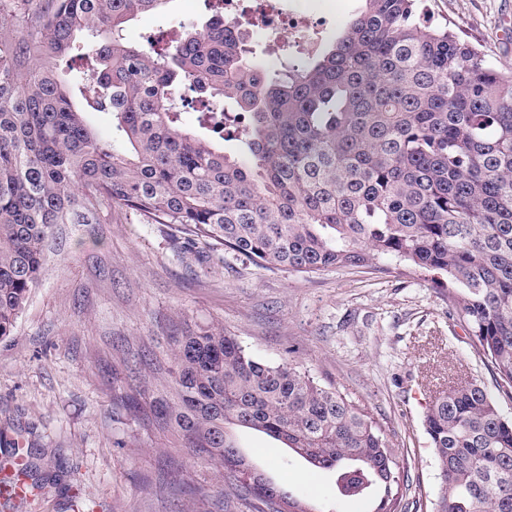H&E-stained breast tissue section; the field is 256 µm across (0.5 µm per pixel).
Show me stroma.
<instances>
[{"mask_svg": "<svg viewBox=\"0 0 512 512\" xmlns=\"http://www.w3.org/2000/svg\"><path fill=\"white\" fill-rule=\"evenodd\" d=\"M322 25L318 45L270 44L256 33L250 60L282 72L327 47L363 0H281ZM421 10L512 65V0H420ZM215 0H172L125 25L134 45L165 46L206 27ZM19 320L0 341V457L28 462L29 498L0 496V512H250L232 474L142 419L125 396L146 384L163 394L171 335L218 324L263 361L295 355L325 383L372 409L404 460L409 512L435 499L441 477L422 425L425 405L453 382L494 372L465 321L425 273L382 260L373 269L307 275L267 269L212 250L170 224L113 206L98 224H72ZM238 445L273 482L317 505L335 500L336 477L309 469L283 444L239 430Z\"/></svg>", "mask_w": 512, "mask_h": 512, "instance_id": "1", "label": "stroma"}]
</instances>
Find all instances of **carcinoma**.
<instances>
[{
    "label": "carcinoma",
    "mask_w": 512,
    "mask_h": 512,
    "mask_svg": "<svg viewBox=\"0 0 512 512\" xmlns=\"http://www.w3.org/2000/svg\"><path fill=\"white\" fill-rule=\"evenodd\" d=\"M171 0H0V340L14 335L67 224L116 204L265 268L313 274L389 258L448 283L474 345L512 400V66H498L417 0H364L330 47L271 72L230 20L166 50L122 35ZM90 36L98 67L57 62ZM186 87L195 93L181 95ZM239 111L217 112V100ZM215 138L182 129V109ZM112 111L126 147L89 128ZM235 131L245 162L218 141ZM166 395L127 397L183 448L234 473L254 501L233 431L282 442L336 474L341 498L398 512L401 461L372 410L294 359L254 358L211 324L175 337ZM423 425L442 487L431 512H512V418L475 379L434 396ZM288 512H312L269 487Z\"/></svg>",
    "instance_id": "obj_1"
}]
</instances>
